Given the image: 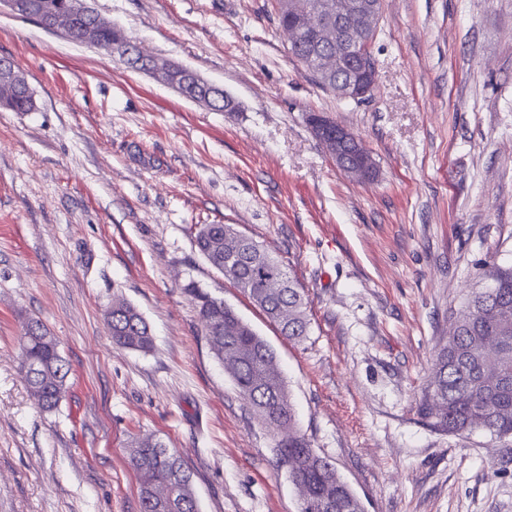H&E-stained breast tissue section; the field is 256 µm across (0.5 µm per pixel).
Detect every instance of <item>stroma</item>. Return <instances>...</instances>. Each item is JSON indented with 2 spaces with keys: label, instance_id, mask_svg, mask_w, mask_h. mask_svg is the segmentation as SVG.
<instances>
[{
  "label": "stroma",
  "instance_id": "obj_1",
  "mask_svg": "<svg viewBox=\"0 0 512 512\" xmlns=\"http://www.w3.org/2000/svg\"><path fill=\"white\" fill-rule=\"evenodd\" d=\"M147 54L223 87L217 112L0 8V57L36 109L0 110V512H139L131 440L184 460L200 512H298L275 437L213 353L193 282L274 349L297 427L364 512H512V437L419 414L431 362L488 264L512 265V0H383L378 80L354 103L289 51L275 0H89ZM356 134L341 172L306 123ZM231 224L305 290L303 342L196 249ZM148 322L114 345V299ZM70 367L42 410L30 318ZM311 115L315 117L309 124L311 130L326 147L330 156L336 160V165L354 180H373L377 175L376 163L369 153H365L366 150L359 139L331 117L318 113ZM355 152L362 159L350 163L349 155Z\"/></svg>",
  "mask_w": 512,
  "mask_h": 512
}]
</instances>
